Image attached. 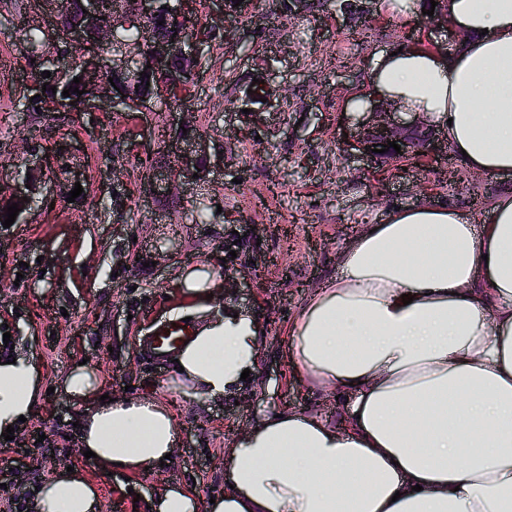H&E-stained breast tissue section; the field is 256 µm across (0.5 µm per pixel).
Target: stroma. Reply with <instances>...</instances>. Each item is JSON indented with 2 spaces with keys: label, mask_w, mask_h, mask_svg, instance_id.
<instances>
[{
  "label": "stroma",
  "mask_w": 512,
  "mask_h": 512,
  "mask_svg": "<svg viewBox=\"0 0 512 512\" xmlns=\"http://www.w3.org/2000/svg\"><path fill=\"white\" fill-rule=\"evenodd\" d=\"M348 26L334 6L286 19L254 0L233 32L245 57L213 47L193 88L191 134L209 133L215 154L233 142V157L205 182L160 194L150 193L136 158L155 149L167 113L19 111L15 93L27 76L18 32L0 27V199L29 151L54 188L52 209L35 203L0 230V335L10 336L0 353L32 354L44 387L14 439L0 443L11 467L0 512H29L37 489L70 466L97 489L99 512H148L151 498L176 485L206 499L224 490L226 445L262 415L288 408L338 424L335 394L299 381L288 341L299 309L338 275L343 248L399 207H453L479 226L512 193V172L467 169L444 136L399 172L375 174L350 160L346 135L360 112L347 96L365 91L377 61L410 39L432 40L440 54L460 44L447 28L427 32L384 9L359 38ZM259 68L280 97L254 121L231 109L224 74ZM77 185L82 194L70 198ZM251 224L257 234H248ZM205 259L219 274L215 297L188 298L178 279ZM227 307L266 322L251 382L220 403L171 391V362L148 361L142 339L174 311L199 326ZM81 361L109 397H175L179 436L168 466L128 477L81 454L86 404L63 386Z\"/></svg>",
  "instance_id": "35a3bbf8"
}]
</instances>
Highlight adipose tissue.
Wrapping results in <instances>:
<instances>
[{"mask_svg":"<svg viewBox=\"0 0 512 512\" xmlns=\"http://www.w3.org/2000/svg\"><path fill=\"white\" fill-rule=\"evenodd\" d=\"M466 40L448 59L412 47L385 54L370 84L442 127L465 165L512 172V0H447ZM340 275L293 323L299 379L354 394L334 426L312 414L260 418L224 450L222 498L171 487L152 512H512V193L482 230L456 208L417 206L365 225ZM411 304H404V297ZM256 316L230 311L197 327L176 354L175 383L211 399L254 368ZM42 375L0 355V434L30 416ZM97 465L157 467L177 442L167 406L114 401L83 419ZM80 474L43 485L33 512H97Z\"/></svg>","mask_w":512,"mask_h":512,"instance_id":"1","label":"adipose tissue"}]
</instances>
